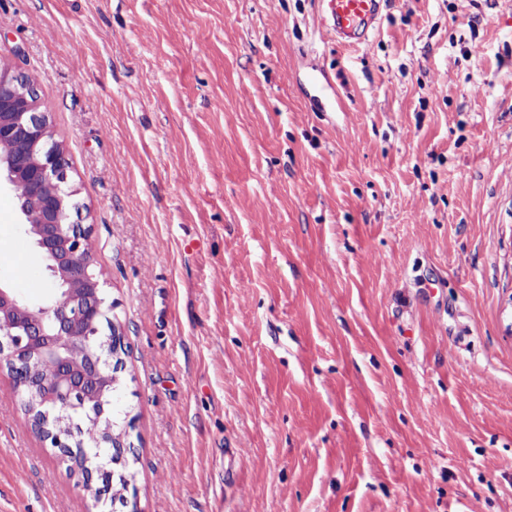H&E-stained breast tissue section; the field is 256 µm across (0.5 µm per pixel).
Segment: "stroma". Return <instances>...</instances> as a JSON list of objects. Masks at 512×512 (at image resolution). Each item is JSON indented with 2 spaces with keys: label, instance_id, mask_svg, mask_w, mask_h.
I'll return each mask as SVG.
<instances>
[{
  "label": "stroma",
  "instance_id": "35a3bbf8",
  "mask_svg": "<svg viewBox=\"0 0 512 512\" xmlns=\"http://www.w3.org/2000/svg\"><path fill=\"white\" fill-rule=\"evenodd\" d=\"M326 7L0 0L124 330L139 512H512V0H388L359 47ZM1 233L42 300L6 187ZM0 512H112L5 373Z\"/></svg>",
  "mask_w": 512,
  "mask_h": 512
}]
</instances>
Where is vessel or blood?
Wrapping results in <instances>:
<instances>
[{"instance_id": "b4317fda", "label": "vessel or blood", "mask_w": 512, "mask_h": 512, "mask_svg": "<svg viewBox=\"0 0 512 512\" xmlns=\"http://www.w3.org/2000/svg\"><path fill=\"white\" fill-rule=\"evenodd\" d=\"M329 14L322 23L343 44H365L373 30L384 0H327Z\"/></svg>"}]
</instances>
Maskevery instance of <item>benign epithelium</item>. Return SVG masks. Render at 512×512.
Segmentation results:
<instances>
[{"label":"benign epithelium","mask_w":512,"mask_h":512,"mask_svg":"<svg viewBox=\"0 0 512 512\" xmlns=\"http://www.w3.org/2000/svg\"><path fill=\"white\" fill-rule=\"evenodd\" d=\"M0 182L20 203L21 225L53 283L48 299L32 304L0 280V366L7 368L37 434L66 457L86 484L92 474L109 485L112 501H127L129 476L107 469L79 433L77 411L109 425L112 371L123 367L124 336L109 317L105 281L92 268L91 226L80 224L69 161L54 140L38 85L0 62ZM92 351L74 362L72 347Z\"/></svg>","instance_id":"benign-epithelium-1"}]
</instances>
